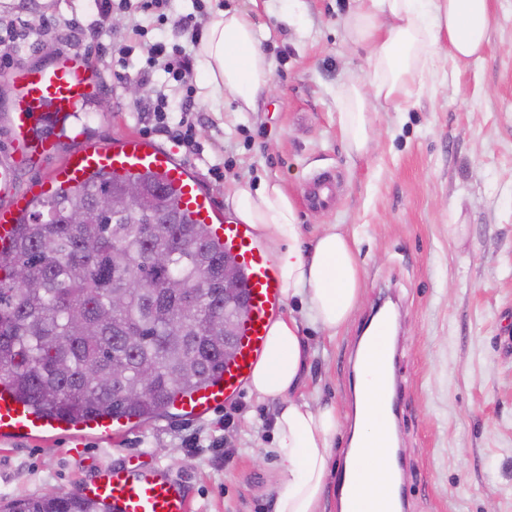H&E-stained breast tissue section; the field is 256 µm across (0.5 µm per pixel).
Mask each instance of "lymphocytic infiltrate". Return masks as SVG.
<instances>
[{"mask_svg": "<svg viewBox=\"0 0 512 512\" xmlns=\"http://www.w3.org/2000/svg\"><path fill=\"white\" fill-rule=\"evenodd\" d=\"M174 0H100L101 11L111 7L127 13L129 26L127 41L112 51V73L116 80H123L128 74H136L142 82H151L154 75L164 73L167 81L175 82L173 93L157 91L154 99L144 106L149 120L155 128L172 136L191 153L200 154L201 148L194 137V126L190 116L198 109L193 85L192 47L197 46L201 30L195 21L197 12L203 11V0H193L194 10L188 14L176 13ZM155 16L161 24L170 26L178 44L168 45L166 40L153 43L148 49L147 59L135 55L136 40L145 36L147 29L144 16Z\"/></svg>", "mask_w": 512, "mask_h": 512, "instance_id": "f902f5d3", "label": "lymphocytic infiltrate"}]
</instances>
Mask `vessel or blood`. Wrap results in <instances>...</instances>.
Returning <instances> with one entry per match:
<instances>
[{
	"label": "vessel or blood",
	"instance_id": "b4317fda",
	"mask_svg": "<svg viewBox=\"0 0 512 512\" xmlns=\"http://www.w3.org/2000/svg\"><path fill=\"white\" fill-rule=\"evenodd\" d=\"M17 86L10 112L15 143L14 155L0 160V248L11 245L16 222L29 204L16 188V170L51 154L54 132L74 126L77 113L97 88L98 79L86 73L80 58L62 54L49 68H19L9 73ZM123 179L146 173L157 174L173 192L180 210L201 224L209 225L212 236L244 272L243 287L247 314L242 322L234 359L227 362L219 377L207 387L172 396L175 410L193 418L208 414L235 396L265 349L269 326L281 310L283 298L276 265L255 239L249 225L222 221L188 167L154 139L134 136L112 147L88 146L71 153L41 186L38 195L51 199L58 186H81L98 173ZM387 349V326L378 323L361 350L362 356L380 361ZM115 422L102 418L89 424L70 425L33 412L10 387L0 384V437L38 439L61 431L89 430L111 433ZM354 472L339 466L334 477L337 498L349 501L351 512L359 504L352 497ZM77 496L91 499L110 512H191L192 499L185 484L165 467L140 468L119 465L104 470L89 482L75 487Z\"/></svg>",
	"mask_w": 512,
	"mask_h": 512
}]
</instances>
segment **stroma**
Masks as SVG:
<instances>
[{
    "label": "stroma",
    "instance_id": "1",
    "mask_svg": "<svg viewBox=\"0 0 512 512\" xmlns=\"http://www.w3.org/2000/svg\"><path fill=\"white\" fill-rule=\"evenodd\" d=\"M262 28L274 63L268 95L252 112L215 111L202 73L196 140L203 155L165 146L199 177L223 217L242 184L276 179L295 202L306 236L338 224L358 239L362 301L335 338L303 325L310 358L297 398L335 403L351 414V352L376 305L392 304L402 389L399 446L410 464V512H512V0H490V41L480 59L426 73L403 111L376 115L377 142L350 153L338 124L337 88L367 68L344 18L354 0H300L297 25L283 26L278 0H223ZM21 17L24 36L0 45L11 67L52 66L79 52L100 93L77 121L83 141L59 137L54 153L22 166L19 190L63 164L78 144L111 145L144 135L138 110L150 96H113L108 59L88 34L102 24L120 41L128 19L100 16L96 0H0V17ZM82 27L72 30L71 19ZM222 162L215 178L210 164ZM322 174L335 197L310 207ZM279 403L248 391L204 417L175 412L132 424L111 438L58 434L0 439V504L49 489L72 491L94 464H159L190 486L193 512H273L278 484L273 424Z\"/></svg>",
    "mask_w": 512,
    "mask_h": 512
}]
</instances>
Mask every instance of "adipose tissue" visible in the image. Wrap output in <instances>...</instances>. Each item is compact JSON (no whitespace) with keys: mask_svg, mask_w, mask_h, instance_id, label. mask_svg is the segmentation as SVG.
Here are the masks:
<instances>
[{"mask_svg":"<svg viewBox=\"0 0 512 512\" xmlns=\"http://www.w3.org/2000/svg\"><path fill=\"white\" fill-rule=\"evenodd\" d=\"M344 20L352 44L369 47L364 75H351L336 95L339 128L355 155L374 144L378 106L400 109L425 69L440 55L452 63L481 57L491 24L489 0H355ZM204 87L216 110L233 102L254 111L271 87L273 61L261 46L249 15L221 10L207 24L197 47ZM238 222L250 225L277 259L282 295L299 300L308 322L335 336L350 319L363 292L355 237L326 225L305 238L298 211L284 186L266 180L239 185L230 198ZM308 351L292 315L272 321L263 355L248 390L263 401L280 402L275 417V452L281 482L275 512H320L334 438L342 429L337 406L294 400ZM357 423L348 456L358 463L355 492L363 512H380L390 494L392 465L386 426L380 416L383 388L379 364H361Z\"/></svg>","mask_w":512,"mask_h":512,"instance_id":"ef3b65f1","label":"adipose tissue"}]
</instances>
